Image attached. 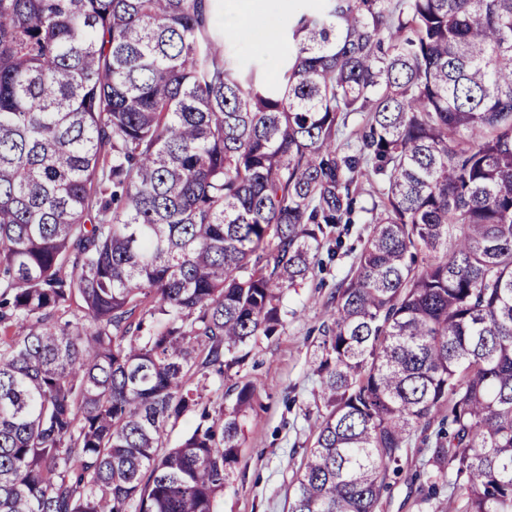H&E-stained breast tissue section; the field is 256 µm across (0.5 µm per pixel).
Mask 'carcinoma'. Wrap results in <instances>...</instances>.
I'll return each mask as SVG.
<instances>
[{
	"label": "carcinoma",
	"mask_w": 512,
	"mask_h": 512,
	"mask_svg": "<svg viewBox=\"0 0 512 512\" xmlns=\"http://www.w3.org/2000/svg\"><path fill=\"white\" fill-rule=\"evenodd\" d=\"M223 10L0 0V512H219L250 343L362 178L289 512H378L417 454L421 502L512 512V0H319L272 83Z\"/></svg>",
	"instance_id": "1"
}]
</instances>
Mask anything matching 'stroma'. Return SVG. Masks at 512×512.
Segmentation results:
<instances>
[{
	"instance_id": "stroma-1",
	"label": "stroma",
	"mask_w": 512,
	"mask_h": 512,
	"mask_svg": "<svg viewBox=\"0 0 512 512\" xmlns=\"http://www.w3.org/2000/svg\"><path fill=\"white\" fill-rule=\"evenodd\" d=\"M365 234V225H354L348 239L350 253L288 290L284 297L288 319L279 335L252 342L242 374L257 382L258 389L220 512H288L296 473L312 443L321 409L314 398L319 382L312 370L319 328L331 309L336 285L349 272ZM419 464V458H412L391 491L383 494L380 512H434L433 505L421 503L419 485L411 480Z\"/></svg>"
}]
</instances>
